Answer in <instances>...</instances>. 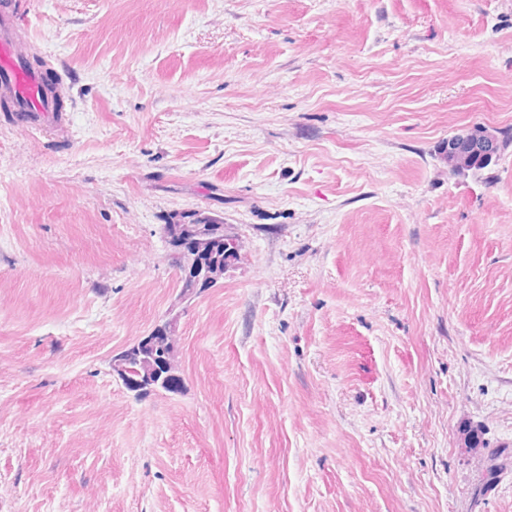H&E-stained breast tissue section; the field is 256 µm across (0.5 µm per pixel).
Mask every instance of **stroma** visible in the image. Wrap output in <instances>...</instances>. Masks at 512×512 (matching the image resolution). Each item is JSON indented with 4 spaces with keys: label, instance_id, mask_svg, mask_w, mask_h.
<instances>
[{
    "label": "stroma",
    "instance_id": "obj_1",
    "mask_svg": "<svg viewBox=\"0 0 512 512\" xmlns=\"http://www.w3.org/2000/svg\"><path fill=\"white\" fill-rule=\"evenodd\" d=\"M0 112V512H512V0H29ZM237 262L187 296L163 227ZM169 325L180 392L113 356ZM482 442L464 441L468 429ZM28 3L14 0L0 9V98L9 101L18 115L20 124L29 128L42 126L60 106L45 92L39 73L29 70L25 56L29 42L25 38V11ZM56 103V105H55ZM498 133L503 145V149L497 153V131L495 127L474 124L461 129L459 132L448 137L445 145V153L448 157L449 175H458L465 173L471 168L488 166L470 171H483L494 164L498 157L496 166L501 160L505 147L512 143L510 134L499 130ZM469 172V171H468Z\"/></svg>",
    "mask_w": 512,
    "mask_h": 512
}]
</instances>
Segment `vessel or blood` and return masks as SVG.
Listing matches in <instances>:
<instances>
[{
	"mask_svg": "<svg viewBox=\"0 0 512 512\" xmlns=\"http://www.w3.org/2000/svg\"><path fill=\"white\" fill-rule=\"evenodd\" d=\"M26 9V0H8L0 6V98L13 105L21 125L29 128L44 125L56 105L46 94L40 74L25 64Z\"/></svg>",
	"mask_w": 512,
	"mask_h": 512,
	"instance_id": "1",
	"label": "vessel or blood"
}]
</instances>
